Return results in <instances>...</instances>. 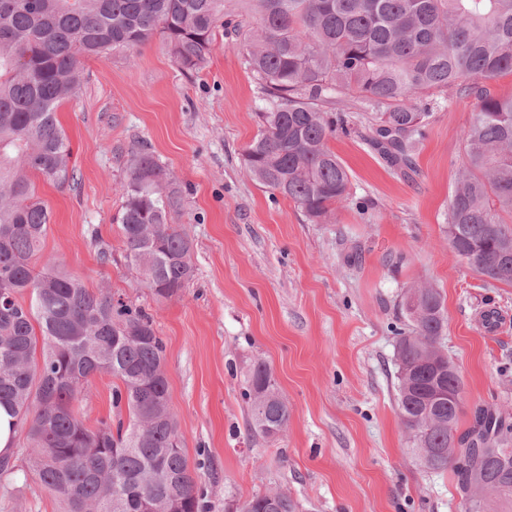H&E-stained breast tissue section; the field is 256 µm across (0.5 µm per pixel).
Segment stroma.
<instances>
[{
  "label": "stroma",
  "mask_w": 512,
  "mask_h": 512,
  "mask_svg": "<svg viewBox=\"0 0 512 512\" xmlns=\"http://www.w3.org/2000/svg\"><path fill=\"white\" fill-rule=\"evenodd\" d=\"M259 104L230 34L217 33L196 72L181 70L158 37L128 56L86 60L78 93L58 111L75 179L36 184L51 212L38 258L153 316L209 512L271 489L302 512H461L453 472L427 471L411 451L396 405L394 329L406 289L437 288L448 318L441 343L465 387L459 431L476 407L512 412V285L456 256L445 220L474 100L458 96L435 110L413 180L360 135L330 138L352 194L328 224L309 223L246 168ZM143 147L181 185L171 221L194 245L195 277L167 300L128 268L114 221L129 160ZM258 361L290 409L275 438L247 425L241 393ZM112 382L91 378L79 403L87 425L115 416ZM57 510L34 481L0 479V512Z\"/></svg>",
  "instance_id": "35a3bbf8"
}]
</instances>
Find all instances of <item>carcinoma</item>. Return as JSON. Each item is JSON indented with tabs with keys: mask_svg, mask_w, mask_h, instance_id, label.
<instances>
[{
	"mask_svg": "<svg viewBox=\"0 0 512 512\" xmlns=\"http://www.w3.org/2000/svg\"><path fill=\"white\" fill-rule=\"evenodd\" d=\"M220 27L239 41L261 101L246 167L314 224L350 197L351 176L328 145L336 131L353 130L345 98L362 109L367 143L405 175L433 109L457 94L474 98L448 240L478 274L512 285L502 260L512 257V96L487 87L512 73V0H0V404L26 438L23 474L61 512H202L151 316L54 261L36 268L50 212L34 179L63 186L74 177L57 111L80 89L84 59L130 53L158 36L182 69L196 71ZM121 188L116 221L128 266L155 297L179 295L195 269L191 240L170 223L182 202L176 179L144 149ZM400 310L397 404L419 460L453 470L463 512H485L492 496L512 502L508 416L480 407L475 441L448 440L463 383L441 344L440 292L409 288ZM97 374L117 380L112 406L128 420L86 425L79 397ZM243 397L253 434L288 426L265 363L254 365ZM266 497L235 512H263Z\"/></svg>",
	"mask_w": 512,
	"mask_h": 512,
	"instance_id": "cac0c4a2",
	"label": "carcinoma"
}]
</instances>
